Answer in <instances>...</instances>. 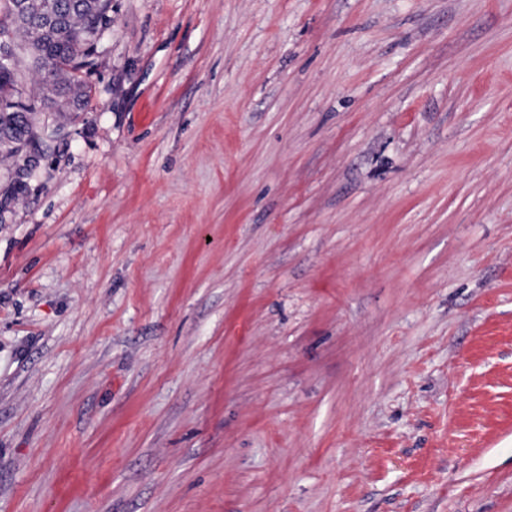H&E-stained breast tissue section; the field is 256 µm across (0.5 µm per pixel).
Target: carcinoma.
Segmentation results:
<instances>
[{"instance_id": "cac0c4a2", "label": "carcinoma", "mask_w": 512, "mask_h": 512, "mask_svg": "<svg viewBox=\"0 0 512 512\" xmlns=\"http://www.w3.org/2000/svg\"><path fill=\"white\" fill-rule=\"evenodd\" d=\"M23 18L10 32L23 53L34 65L35 91L31 100L55 101L57 111L87 109L91 102L85 81L69 71L75 61L92 65L95 53L90 35L112 26V0H23ZM25 94L19 72L0 68V126L16 129L30 123V117L16 109L14 98Z\"/></svg>"}]
</instances>
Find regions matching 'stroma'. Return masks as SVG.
I'll list each match as a JSON object with an SVG mask.
<instances>
[{
    "label": "stroma",
    "instance_id": "stroma-1",
    "mask_svg": "<svg viewBox=\"0 0 512 512\" xmlns=\"http://www.w3.org/2000/svg\"><path fill=\"white\" fill-rule=\"evenodd\" d=\"M0 215V512H512V0H112Z\"/></svg>",
    "mask_w": 512,
    "mask_h": 512
}]
</instances>
